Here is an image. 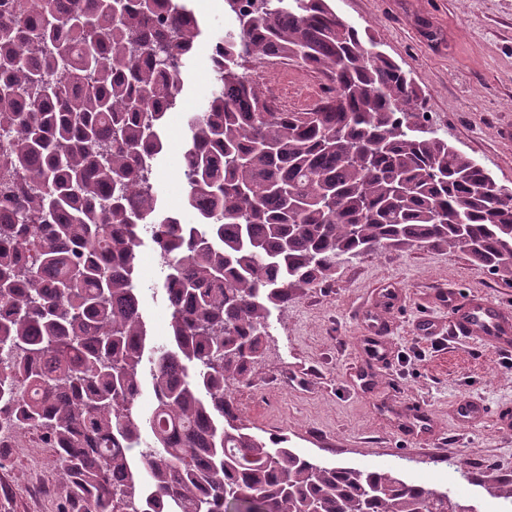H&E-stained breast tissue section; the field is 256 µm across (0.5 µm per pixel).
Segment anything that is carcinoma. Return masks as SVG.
Returning <instances> with one entry per match:
<instances>
[{"mask_svg":"<svg viewBox=\"0 0 512 512\" xmlns=\"http://www.w3.org/2000/svg\"><path fill=\"white\" fill-rule=\"evenodd\" d=\"M20 0L0 19V425L39 430L65 512H465L446 491L325 466L251 432L232 397L271 309L388 247L463 250L512 282V195L423 128V97L327 0H224L236 31L188 117L186 224L151 177L202 29L187 0ZM323 75L306 112L246 63ZM164 273L170 341L148 346L136 248ZM149 363L154 406L137 410ZM512 504V482L483 485Z\"/></svg>","mask_w":512,"mask_h":512,"instance_id":"carcinoma-1","label":"carcinoma"}]
</instances>
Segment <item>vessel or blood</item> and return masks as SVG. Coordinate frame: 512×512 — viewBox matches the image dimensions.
Listing matches in <instances>:
<instances>
[{
    "label": "vessel or blood",
    "instance_id": "1",
    "mask_svg": "<svg viewBox=\"0 0 512 512\" xmlns=\"http://www.w3.org/2000/svg\"><path fill=\"white\" fill-rule=\"evenodd\" d=\"M436 300L447 308L448 322L443 325L429 319L424 320L418 325L420 333L438 334L446 329L461 341L474 342L494 352H512L511 307L481 294L462 297L454 292H441L437 294ZM375 303V308L363 309L360 316L366 322V347L375 349L383 357L388 353L386 336L390 323L383 317L382 312L386 309H397L400 295L394 291L376 298ZM487 414L489 412L486 406L469 397L459 400L453 407L454 418L462 426L479 423Z\"/></svg>",
    "mask_w": 512,
    "mask_h": 512
}]
</instances>
